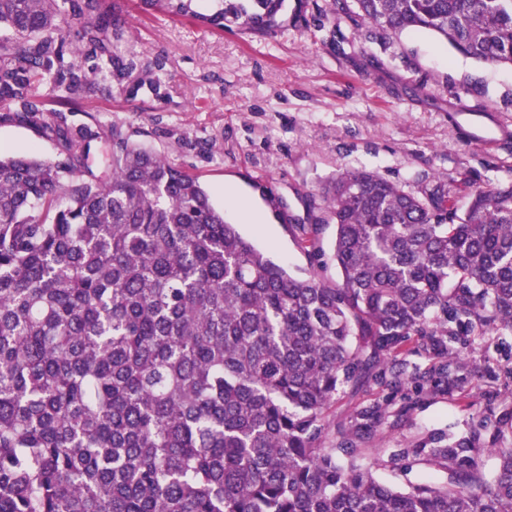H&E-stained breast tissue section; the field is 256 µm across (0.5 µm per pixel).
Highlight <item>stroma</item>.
<instances>
[{"label": "stroma", "instance_id": "obj_1", "mask_svg": "<svg viewBox=\"0 0 512 512\" xmlns=\"http://www.w3.org/2000/svg\"><path fill=\"white\" fill-rule=\"evenodd\" d=\"M120 15L121 54L138 69L71 114L75 123L121 126L131 141L194 175L224 218L292 273L310 267L299 225L343 170H370L417 192L434 180L512 179V67L461 55L425 32L393 37L327 0H282L272 26L223 29L145 10L142 0H103ZM161 61L156 92L142 65ZM481 116L469 135L459 107ZM44 158L56 146L0 121V148ZM472 411L450 398H420L398 426L369 440L383 457L428 431L461 434Z\"/></svg>", "mask_w": 512, "mask_h": 512}]
</instances>
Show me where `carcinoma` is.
Masks as SVG:
<instances>
[{"instance_id": "1", "label": "carcinoma", "mask_w": 512, "mask_h": 512, "mask_svg": "<svg viewBox=\"0 0 512 512\" xmlns=\"http://www.w3.org/2000/svg\"><path fill=\"white\" fill-rule=\"evenodd\" d=\"M212 27L271 21L278 0H158ZM390 35L426 31L512 66V0H354ZM0 118L59 157L0 154V512H512V405L465 434L431 430L383 465L365 437L423 393L512 386V366L469 358L512 335V181L438 180L420 194L347 170L313 203L288 271L224 220L198 179L114 125L66 110L138 63L114 50L99 0H0ZM88 47L102 65L66 58ZM51 89L57 109L46 107ZM335 226L323 275L316 251ZM372 393L348 422L347 388ZM486 455L499 461L484 471ZM371 396L364 391L347 390L345 395H341L336 404L332 408V414L336 423H343L348 421L350 414L354 408L362 401L370 398Z\"/></svg>"}]
</instances>
